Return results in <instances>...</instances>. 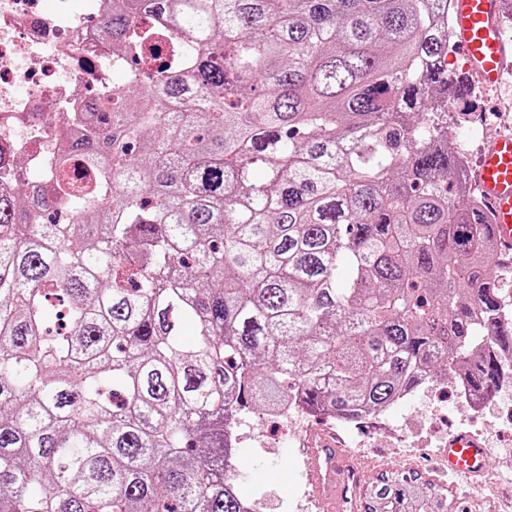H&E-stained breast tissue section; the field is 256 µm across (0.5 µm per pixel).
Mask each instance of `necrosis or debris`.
<instances>
[{
	"label": "necrosis or debris",
	"mask_w": 512,
	"mask_h": 512,
	"mask_svg": "<svg viewBox=\"0 0 512 512\" xmlns=\"http://www.w3.org/2000/svg\"><path fill=\"white\" fill-rule=\"evenodd\" d=\"M108 0H0V191L42 177L86 92L110 88L115 58L98 22Z\"/></svg>",
	"instance_id": "necrosis-or-debris-1"
}]
</instances>
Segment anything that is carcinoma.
Masks as SVG:
<instances>
[{"label":"carcinoma","mask_w":512,"mask_h":512,"mask_svg":"<svg viewBox=\"0 0 512 512\" xmlns=\"http://www.w3.org/2000/svg\"><path fill=\"white\" fill-rule=\"evenodd\" d=\"M447 3L112 0L126 83L0 194V512H246L248 409L512 383V265L435 109L470 93Z\"/></svg>","instance_id":"carcinoma-1"}]
</instances>
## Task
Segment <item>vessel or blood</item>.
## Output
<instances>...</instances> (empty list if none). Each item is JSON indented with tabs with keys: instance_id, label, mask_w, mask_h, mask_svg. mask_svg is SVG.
Returning <instances> with one entry per match:
<instances>
[{
	"instance_id": "vessel-or-blood-1",
	"label": "vessel or blood",
	"mask_w": 512,
	"mask_h": 512,
	"mask_svg": "<svg viewBox=\"0 0 512 512\" xmlns=\"http://www.w3.org/2000/svg\"><path fill=\"white\" fill-rule=\"evenodd\" d=\"M454 24L449 32L466 69L484 86H496L512 42L499 24L500 0H452ZM477 185L488 206L493 237L500 251L512 253V135L496 138L478 162ZM306 478L318 512H338L354 488L359 470L343 443L321 438L303 448ZM448 476L469 484L481 483L489 467V450L466 433L452 435L439 456Z\"/></svg>"
}]
</instances>
